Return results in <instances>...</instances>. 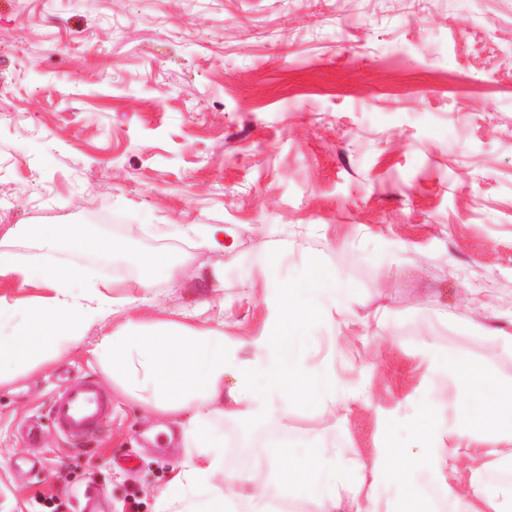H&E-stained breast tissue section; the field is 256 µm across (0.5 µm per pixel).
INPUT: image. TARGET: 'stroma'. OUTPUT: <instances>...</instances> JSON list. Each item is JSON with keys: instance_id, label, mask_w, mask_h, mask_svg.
Segmentation results:
<instances>
[{"instance_id": "obj_1", "label": "stroma", "mask_w": 512, "mask_h": 512, "mask_svg": "<svg viewBox=\"0 0 512 512\" xmlns=\"http://www.w3.org/2000/svg\"><path fill=\"white\" fill-rule=\"evenodd\" d=\"M0 110V235L99 222L185 263L150 290L159 307L222 303L246 336L267 258L284 278L311 257L337 268L336 370L362 397L338 420L289 409L301 451L332 440L372 469L429 383L421 350L492 358L460 320L512 334V0H0ZM191 224L223 225L230 249ZM89 377L112 385L83 346L0 385L18 512H82L90 494L152 512L182 460L122 399L74 452L49 408Z\"/></svg>"}]
</instances>
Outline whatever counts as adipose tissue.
<instances>
[{"label": "adipose tissue", "mask_w": 512, "mask_h": 512, "mask_svg": "<svg viewBox=\"0 0 512 512\" xmlns=\"http://www.w3.org/2000/svg\"><path fill=\"white\" fill-rule=\"evenodd\" d=\"M7 237L31 242L37 257L0 250V282L40 289L32 300L0 296V384L32 373L81 346L91 327L113 306L116 283L100 266L122 258L126 287L148 294L156 280L182 272L174 258L155 260L103 236L94 223L17 224ZM69 256L83 265L66 264ZM345 290L333 267L308 259L291 282L266 276L270 314L259 335L224 330L166 315L129 316L100 334L91 354L128 402L170 419L184 458L157 495L153 512H512V458L494 460L465 496L448 494V462L472 454L473 443L493 448L501 432L480 430L493 409L473 415L461 400L455 420L445 417L435 390L419 409L392 419L402 444L392 463L353 476L348 460L322 445L306 455L288 441V410L313 404L328 414L356 398L336 372V313ZM421 362L431 376L453 382L471 373L475 388L492 382L487 362H466L436 347ZM232 385H225V378ZM262 453L264 463L247 468ZM246 471L247 487L227 488L228 473ZM276 481L277 497L265 491Z\"/></svg>", "instance_id": "ef3b65f1"}]
</instances>
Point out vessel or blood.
Masks as SVG:
<instances>
[{"instance_id":"b4317fda","label":"vessel or blood","mask_w":512,"mask_h":512,"mask_svg":"<svg viewBox=\"0 0 512 512\" xmlns=\"http://www.w3.org/2000/svg\"><path fill=\"white\" fill-rule=\"evenodd\" d=\"M112 408L111 394L98 382L86 379L54 399L51 419L66 436L80 441L101 430Z\"/></svg>"}]
</instances>
